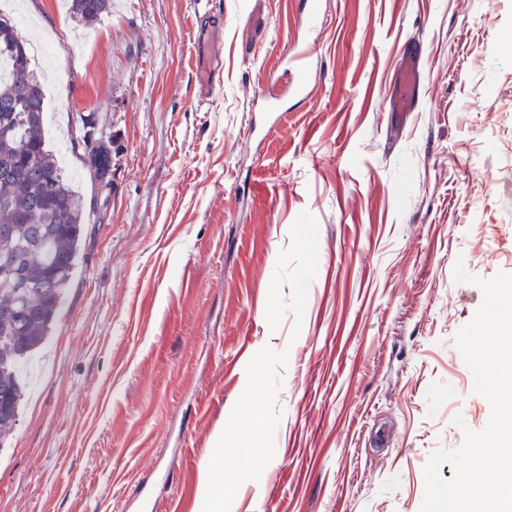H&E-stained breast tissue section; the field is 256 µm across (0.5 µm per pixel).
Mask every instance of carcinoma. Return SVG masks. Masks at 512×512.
Returning a JSON list of instances; mask_svg holds the SVG:
<instances>
[{
    "mask_svg": "<svg viewBox=\"0 0 512 512\" xmlns=\"http://www.w3.org/2000/svg\"><path fill=\"white\" fill-rule=\"evenodd\" d=\"M69 14L91 26L112 9V0H68ZM19 33L0 18V227L12 226L13 238H0V400L11 412L0 415V444L15 427L23 395L21 377L30 357L48 340L64 304L78 254L86 241L85 225L101 214L72 188L43 135L44 85L24 53V72L9 59ZM95 186L110 178L107 141L83 144ZM20 264L28 280L25 297H12L8 268Z\"/></svg>",
    "mask_w": 512,
    "mask_h": 512,
    "instance_id": "carcinoma-1",
    "label": "carcinoma"
}]
</instances>
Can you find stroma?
Here are the masks:
<instances>
[{
  "mask_svg": "<svg viewBox=\"0 0 512 512\" xmlns=\"http://www.w3.org/2000/svg\"><path fill=\"white\" fill-rule=\"evenodd\" d=\"M224 82L197 102L193 0H112L81 41L58 0H15L52 81V150L77 114L112 136V193L0 449V512H202L212 455L262 348L287 351L275 455L231 512H420L423 468L491 405L455 344L512 275V0H215ZM313 50L295 91L293 46ZM420 48L415 111L391 69ZM279 111L272 112L268 103ZM318 224L303 322L271 329L278 257Z\"/></svg>",
  "mask_w": 512,
  "mask_h": 512,
  "instance_id": "1",
  "label": "stroma"
}]
</instances>
